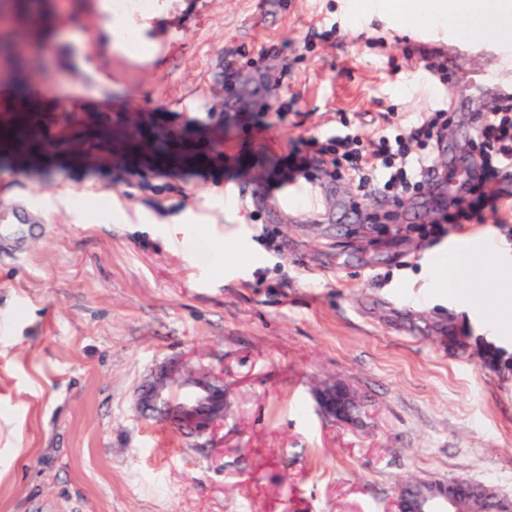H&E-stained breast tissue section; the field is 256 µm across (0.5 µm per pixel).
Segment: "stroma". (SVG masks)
<instances>
[{"label": "stroma", "instance_id": "35a3bbf8", "mask_svg": "<svg viewBox=\"0 0 512 512\" xmlns=\"http://www.w3.org/2000/svg\"><path fill=\"white\" fill-rule=\"evenodd\" d=\"M104 2L45 0L46 48L34 19L0 23L25 62L0 72V102L23 106L0 117V201L43 226L0 242V512H389L411 477L512 497V339L426 276L432 256L499 230L430 243L369 221L434 220L428 195L361 200L326 177L316 215L265 192L290 178L291 141L346 123L370 137L448 109L446 154L468 160L480 101L452 79L423 85L434 48L347 0H158L128 23L136 56L115 47ZM207 112L223 133L192 125ZM102 116L131 142L180 134L195 157L161 164L148 189L133 172L150 157L22 144L26 128ZM176 224L195 235L170 243ZM185 361L224 373L213 438L136 410ZM329 379L362 395L364 425L318 413Z\"/></svg>", "mask_w": 512, "mask_h": 512}]
</instances>
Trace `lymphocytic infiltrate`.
<instances>
[{
  "label": "lymphocytic infiltrate",
  "instance_id": "f902f5d3",
  "mask_svg": "<svg viewBox=\"0 0 512 512\" xmlns=\"http://www.w3.org/2000/svg\"><path fill=\"white\" fill-rule=\"evenodd\" d=\"M454 120V113L438 109L419 113L408 123L407 133L392 137L377 134L365 139L355 132L325 141L308 138L294 152L293 171L306 176L316 170L334 180H348L364 196H416L428 189L443 138ZM474 143L480 152L481 173L466 190V205L420 225L421 235L436 239L448 227L489 219L496 227L505 225L500 212L508 194L506 185L512 181V98L481 122Z\"/></svg>",
  "mask_w": 512,
  "mask_h": 512
}]
</instances>
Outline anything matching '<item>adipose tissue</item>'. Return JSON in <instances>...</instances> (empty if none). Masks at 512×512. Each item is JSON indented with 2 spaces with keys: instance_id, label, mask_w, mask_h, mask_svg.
<instances>
[{
  "instance_id": "1",
  "label": "adipose tissue",
  "mask_w": 512,
  "mask_h": 512,
  "mask_svg": "<svg viewBox=\"0 0 512 512\" xmlns=\"http://www.w3.org/2000/svg\"><path fill=\"white\" fill-rule=\"evenodd\" d=\"M357 17L396 15L430 29L451 27L466 38L512 40V0H351ZM432 285L481 313L489 330L512 334V254L495 240L479 252L458 247L429 264Z\"/></svg>"
}]
</instances>
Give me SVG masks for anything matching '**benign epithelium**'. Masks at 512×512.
Returning <instances> with one entry per match:
<instances>
[{"mask_svg":"<svg viewBox=\"0 0 512 512\" xmlns=\"http://www.w3.org/2000/svg\"><path fill=\"white\" fill-rule=\"evenodd\" d=\"M314 396L320 413L328 419L354 424L368 417L365 402L344 381L324 382ZM137 410L145 417L162 411L161 421L184 435L212 436L224 425V371L172 366L139 391ZM465 483L463 478L407 481L394 501L395 512H512V499L493 487L476 490L471 484L463 494L450 491Z\"/></svg>","mask_w":512,"mask_h":512,"instance_id":"benign-epithelium-1","label":"benign epithelium"}]
</instances>
